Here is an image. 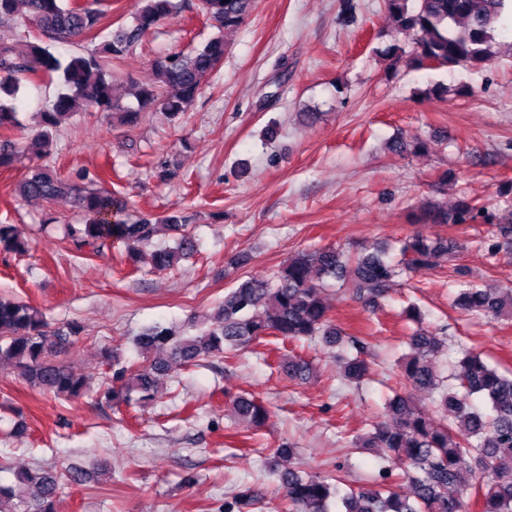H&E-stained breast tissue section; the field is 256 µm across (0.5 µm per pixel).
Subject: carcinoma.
Instances as JSON below:
<instances>
[{"mask_svg": "<svg viewBox=\"0 0 512 512\" xmlns=\"http://www.w3.org/2000/svg\"><path fill=\"white\" fill-rule=\"evenodd\" d=\"M255 0H201L207 22L218 31L202 49L166 54L152 63L155 81L129 83L123 102L112 77V64L129 53L142 37L180 10L177 0H141L132 23L112 31L110 39L95 50L73 54L63 61L50 47L17 36L13 42L0 38V130L20 126L17 95L37 69L45 76L59 74L62 89L54 101L36 113V129L15 144L0 142V170L16 167L24 157L40 159L50 154L54 131L61 117L92 109L122 125L135 126L142 114L162 112L179 124L200 95L208 76L224 59L226 36L236 31L252 12ZM512 0H384V8L396 28L413 40L412 51L389 47L393 64L419 69L475 68L497 57L505 47L499 40L506 31L502 20ZM109 0H0V29L16 28L19 16L43 34L56 39L83 40L95 36L108 18ZM20 197L51 201L67 199L83 215L81 224H62L63 237L77 247L99 253L112 242L126 245L127 257L135 262L142 248L151 245L160 226L176 235L174 246L153 252V268L166 271L190 255L193 244L186 231L188 217L170 214L156 223L141 218L127 223L117 218L124 204L95 175L75 182L43 166L29 168L18 186ZM485 208L466 198L448 208L425 204L418 222L423 224H470ZM499 251L512 250V213L495 225ZM29 247L12 224H0V250L23 253ZM465 248L461 240L413 235L401 247L402 262L389 260L384 250L364 249L355 255L337 247L302 250L269 279L248 278L230 289L218 308L215 321L194 336L171 327L153 325L135 339L146 364L132 368L114 349L103 358L112 370L105 397L120 405L142 406L153 400L160 380L173 366H189L219 354H231L266 336L285 340L321 337L331 346H348L352 353H339L342 379L358 385L370 374V348L365 340L348 335L330 316L323 297V282L351 279L353 295L367 309L377 308L398 285L403 271L434 270ZM454 306L462 313L487 320L512 319V289L465 282ZM79 323L54 327L41 310L31 304L0 297V368L16 372L30 386L55 398H71L87 390L86 380L70 371L59 356L79 337ZM409 353L398 361L400 384L424 389L433 395L437 422L417 408L406 393L395 394L386 405L383 420L354 448H383L405 462L403 482L392 473H379L368 489L342 488L316 472H288L289 512H330L333 499L344 512H465L466 495L473 492L479 512H512V376L491 367L473 349L457 345L448 380L440 377L437 358L448 350L446 337L422 329L408 337ZM280 369L291 381H303L312 365L302 358H286ZM480 395L490 404L486 415L472 405ZM237 420L261 426L268 410L254 396L233 399ZM82 469L57 471L38 468L16 474L13 486L0 485V512H56L55 498L65 486H82Z\"/></svg>", "mask_w": 512, "mask_h": 512, "instance_id": "1", "label": "carcinoma"}]
</instances>
